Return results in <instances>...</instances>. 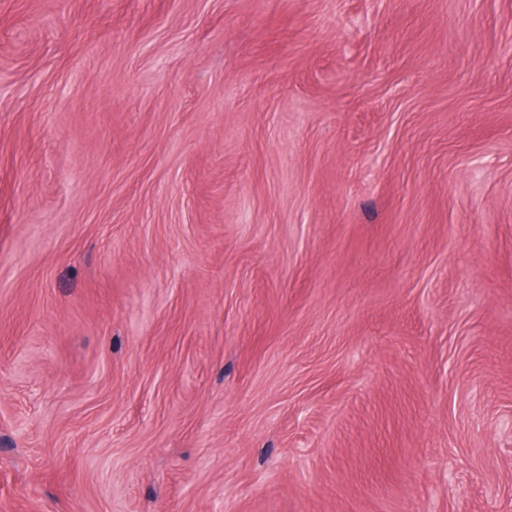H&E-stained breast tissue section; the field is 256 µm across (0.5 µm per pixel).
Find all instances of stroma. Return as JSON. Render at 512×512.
<instances>
[{
	"instance_id": "1",
	"label": "stroma",
	"mask_w": 512,
	"mask_h": 512,
	"mask_svg": "<svg viewBox=\"0 0 512 512\" xmlns=\"http://www.w3.org/2000/svg\"><path fill=\"white\" fill-rule=\"evenodd\" d=\"M0 512H512V0H0Z\"/></svg>"
}]
</instances>
